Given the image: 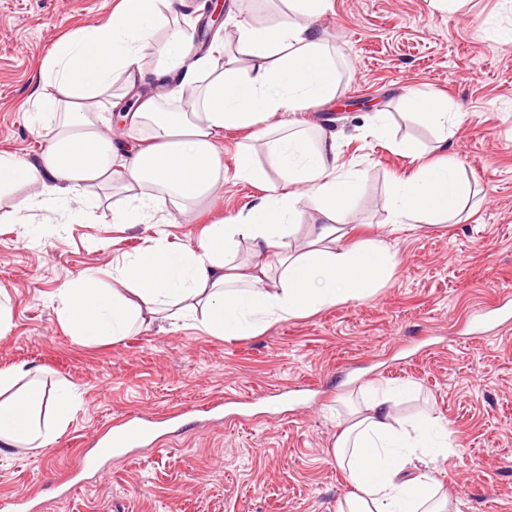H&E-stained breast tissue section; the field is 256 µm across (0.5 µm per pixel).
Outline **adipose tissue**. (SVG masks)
Returning <instances> with one entry per match:
<instances>
[{
    "label": "adipose tissue",
    "mask_w": 512,
    "mask_h": 512,
    "mask_svg": "<svg viewBox=\"0 0 512 512\" xmlns=\"http://www.w3.org/2000/svg\"><path fill=\"white\" fill-rule=\"evenodd\" d=\"M303 23L243 26L238 43L250 64L242 68L223 51L191 48L188 0H118L110 18L71 35L42 61V85L33 118L48 145L38 159L0 153V197L37 187L32 205L53 204L62 218L99 200L102 187L126 192L116 224H152L161 198L197 201L224 186L218 142L244 129L263 140L266 166L250 145H240L234 180L259 184L262 194L235 217L208 225L196 247L173 248L163 239L113 266L111 285L88 271L54 296L62 325L81 343L120 341L157 318L194 321L213 336H248L265 324L369 296L394 266L383 240L347 241L341 224L357 191L344 172L335 139L307 135L296 113L331 101L340 72L313 21L330 0H290ZM163 27L153 47L157 65L145 71L144 36ZM153 81L158 92L141 97L124 119L129 138L103 131L105 105L120 107L130 89ZM187 99L185 112H165L166 100ZM399 151L417 169L396 179L388 201L392 226L458 223L472 196L454 156L420 162L411 140ZM279 180H269L266 168ZM319 215L303 246L294 245L304 202ZM250 260H236L241 243ZM398 392L365 399L335 445L337 463L355 487L338 512H449L450 502L421 465L448 455V434L434 419L395 418ZM79 399L67 386L47 393L21 367L0 369V443L46 448L66 427Z\"/></svg>",
    "instance_id": "obj_1"
}]
</instances>
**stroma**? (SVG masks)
<instances>
[{
    "instance_id": "stroma-1",
    "label": "stroma",
    "mask_w": 512,
    "mask_h": 512,
    "mask_svg": "<svg viewBox=\"0 0 512 512\" xmlns=\"http://www.w3.org/2000/svg\"><path fill=\"white\" fill-rule=\"evenodd\" d=\"M116 0H0V152L32 161L47 147L30 123L37 66L65 35L96 25ZM224 0L218 30L228 51L237 26L299 21L286 0ZM317 28L341 67L332 101L300 113L335 132L359 190L343 221L358 239L384 240L395 264L374 293L271 323L256 336H212L158 321L123 340L84 345L52 300L87 270L108 269L165 238L194 247L207 224L237 214L258 186L225 181L209 201H165L160 224L112 221L124 196L108 191L84 220L64 224L30 205V188L0 198V299L10 329L0 369L38 370L80 406L47 448L0 444V501L36 495L42 512H337L354 490L333 445L370 386L410 385L398 419H437L447 459L429 473L459 512H512V324L484 311L512 291V0H332ZM447 100L461 119L448 152L475 195L458 224L389 231L393 181L416 164L395 141L411 138L437 158L439 130L405 104L408 91ZM390 115L392 139L368 132ZM157 419L159 440L108 459L94 479L70 474L114 420Z\"/></svg>"
}]
</instances>
